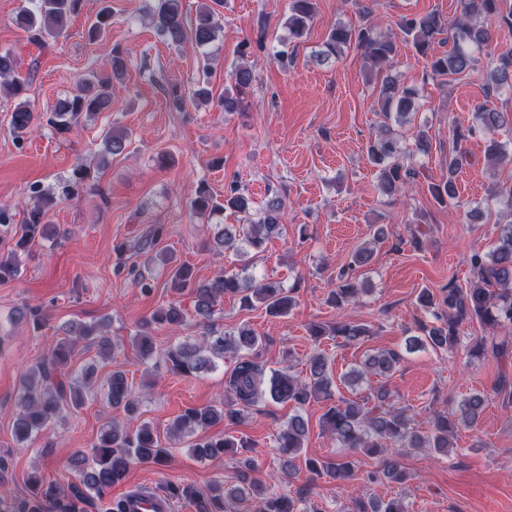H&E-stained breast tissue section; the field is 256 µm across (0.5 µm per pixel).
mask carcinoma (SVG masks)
I'll use <instances>...</instances> for the list:
<instances>
[{
  "label": "carcinoma",
  "instance_id": "cac0c4a2",
  "mask_svg": "<svg viewBox=\"0 0 512 512\" xmlns=\"http://www.w3.org/2000/svg\"><path fill=\"white\" fill-rule=\"evenodd\" d=\"M31 2L32 7L23 9L16 22L31 32L32 38L38 42L66 34L72 19L82 7V0ZM505 2L507 0H461L462 13L450 35L451 50L441 56L431 53L433 41L443 32L438 15L403 16L397 26L411 39L416 53L428 58L432 75L460 74L473 69L477 63L469 47H487L492 40L489 29L478 24V21L491 19L497 28L512 33V5L507 7ZM315 15L316 0H292L287 21L289 38L300 39L306 35ZM148 20L158 35L171 45H179L189 39L197 46L205 47L216 39L220 30L218 13L212 6H200L195 16L188 20L183 13L181 0H157V6L149 14ZM111 25L112 12L105 6L89 25L86 36L91 41L97 40ZM353 44L364 51L369 71L377 76L379 84V106L383 119L369 143L367 155L378 168L380 190L389 197L398 196L415 183L417 173L394 125L411 120L413 112L418 109L417 92L414 87L399 82L387 73L395 54V44L390 35L376 32L371 25L332 27L317 61L325 63ZM109 65V81L95 82L83 78L78 82L73 96L51 110L48 123L58 133L70 132L73 124L84 114L90 116L112 110L114 87L123 83L128 70L127 57L120 47L112 48ZM18 67L15 56L9 52L0 53V86L8 95L18 99L11 113L10 124L13 131L20 135L30 132L37 119L24 100L27 91L25 83L15 78ZM488 79L493 89L512 87V52L499 55L491 63ZM230 80L231 87L224 89L221 106L226 112H241L246 108L245 99L255 80L253 66L246 61L241 62L231 73ZM167 94L169 102L178 110L188 102L207 103L210 99L209 89L200 85L187 91L172 87ZM476 121L477 125L468 132L485 137L488 160L494 165L511 164L512 155L495 139V134L505 126H512V113L481 107L476 112ZM102 143L105 153L117 156L127 148L129 134L122 128L112 127L102 135ZM466 162L467 152L458 143L448 154V175L429 185V192L439 206L457 203L456 174ZM50 203L51 199L36 188H31V203L15 247L24 251L38 240H49L57 235L55 227L44 222ZM192 206L199 214L230 210L244 220L242 224L216 225L212 249L217 252L231 249L245 256L252 250L261 251L263 245L279 232L286 202L278 190L272 189L267 193L263 206L257 208L251 196L241 191L238 183L232 182L224 190V206L221 207L214 202L209 186L201 183L197 186ZM164 234L165 225H153L134 246V253L153 252ZM372 255L370 244L358 247L347 268L338 273L336 288L331 292V301L336 306L353 301L362 291L355 271L367 265ZM468 262L471 278L466 286L450 282L437 297L425 289L421 291L419 301L424 308L433 311L436 323L424 326V337L410 338L407 346L410 349L429 346L435 351H452L459 343L460 325L476 321L490 330L492 336L473 345L468 350L469 355L476 358L489 355L507 363L512 360V338L499 336L497 332L512 329V224L500 226L492 248L472 250ZM17 273L16 252H11L7 259L0 257V281L9 280ZM169 274L174 291H186L194 296V316L203 324L213 321L218 300L227 294L240 296L241 303L247 307L257 299L274 317L288 315L296 305L293 296L295 289L284 288L277 281L256 282L236 273L220 274L201 281L186 264L172 267ZM15 318L33 324L36 329L44 325L42 311L34 305L20 308ZM185 321L183 309L176 303L170 302L157 309L140 325L135 335L141 358L149 359L154 354L151 336L156 326ZM309 333L317 341L325 336H341L350 343H356L368 330L362 324L343 321L334 325L314 324ZM66 334L67 337L58 341L20 382L18 399L22 413L14 421L12 432L16 442L22 446L32 442L63 413L82 405V385L87 381L90 369L86 368L78 374L70 371L75 343L79 340L96 342L105 359L109 358L113 348L109 337L92 325H71L66 329ZM261 343L262 336L248 325L231 331L210 327L199 341L186 339L170 346L165 353V363L173 374L199 376L213 369L216 360L224 358L225 353L252 350ZM400 359L397 351L370 353L360 365L349 371L345 383L355 388L370 376L388 378ZM331 384L328 359L321 353L310 357L309 372L304 379L274 370L266 381L262 366L252 360H243L225 381L224 399L216 404L187 410L170 425L168 435L176 439L189 431H204L218 422L237 425L263 397L274 403L292 404L298 409L312 400L332 397ZM107 397L112 407L121 408L129 415L137 410L136 399L121 371L112 373ZM390 397L388 389L380 386L361 403L346 399L336 401L322 417V426L341 447L385 455L379 472L370 476L372 480L401 482L405 479V471L393 457L394 448H429L437 455H448L449 449L454 447L452 439L459 426H476L486 402L484 394H470L457 402L454 411L434 413L432 428L422 431L411 425V419L404 410L392 406ZM308 433V421L299 413L288 418L286 426L280 431L277 438L278 460L283 475L292 477L297 473L296 459ZM246 447L248 444L243 439L226 435L202 438L192 445V452L206 459ZM170 457L171 450L163 445L150 425L143 424L129 432L114 421L100 432L89 454L82 453L74 459L77 467L75 481L64 488L42 474L33 473L28 478V492L23 496L0 493V512H86L84 504L89 495L103 497L112 486L123 480L132 465H165ZM307 468L313 473L324 472L339 482L351 479L354 474L353 461L345 459L325 461L319 465L310 460ZM171 494L190 499L195 512H241L244 505L250 506L255 502L260 503L258 512H310L304 507L302 498L270 494L263 485L254 482L234 487L218 483L205 491L187 484L171 488ZM358 512L405 510L397 501L385 503L371 498L368 504L358 505Z\"/></svg>",
  "mask_w": 512,
  "mask_h": 512
}]
</instances>
